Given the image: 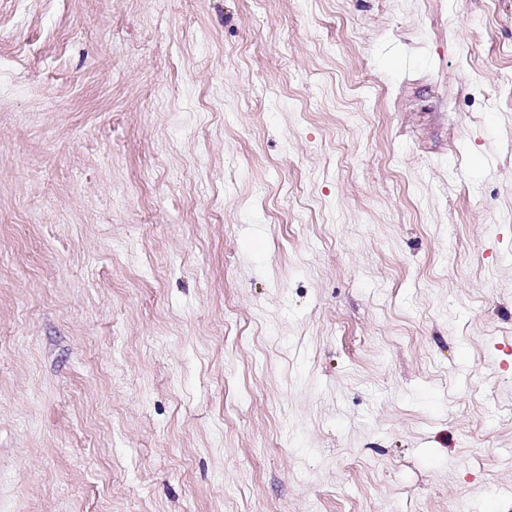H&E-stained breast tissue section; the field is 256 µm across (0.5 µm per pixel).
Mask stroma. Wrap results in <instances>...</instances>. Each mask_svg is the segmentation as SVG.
<instances>
[{"label": "stroma", "mask_w": 512, "mask_h": 512, "mask_svg": "<svg viewBox=\"0 0 512 512\" xmlns=\"http://www.w3.org/2000/svg\"><path fill=\"white\" fill-rule=\"evenodd\" d=\"M512 512V0H0V512Z\"/></svg>", "instance_id": "stroma-1"}]
</instances>
